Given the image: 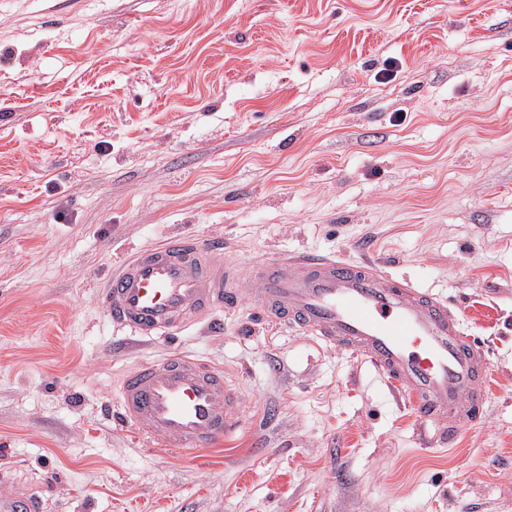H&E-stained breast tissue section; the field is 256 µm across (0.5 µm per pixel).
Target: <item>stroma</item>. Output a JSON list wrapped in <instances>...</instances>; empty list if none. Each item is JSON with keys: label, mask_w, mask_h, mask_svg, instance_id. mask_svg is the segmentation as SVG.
Segmentation results:
<instances>
[{"label": "stroma", "mask_w": 512, "mask_h": 512, "mask_svg": "<svg viewBox=\"0 0 512 512\" xmlns=\"http://www.w3.org/2000/svg\"><path fill=\"white\" fill-rule=\"evenodd\" d=\"M172 234L365 256L445 299L482 420L424 438L373 366L249 304L128 344L97 302ZM223 366L192 457L113 422L130 368ZM42 512H512V0H0V490Z\"/></svg>", "instance_id": "1"}]
</instances>
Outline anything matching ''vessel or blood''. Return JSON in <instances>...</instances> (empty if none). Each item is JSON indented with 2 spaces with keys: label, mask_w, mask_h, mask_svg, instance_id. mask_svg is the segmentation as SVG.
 Here are the masks:
<instances>
[{
  "label": "vessel or blood",
  "mask_w": 512,
  "mask_h": 512,
  "mask_svg": "<svg viewBox=\"0 0 512 512\" xmlns=\"http://www.w3.org/2000/svg\"><path fill=\"white\" fill-rule=\"evenodd\" d=\"M223 250L217 240L172 235L131 251L97 301L130 335L155 338L246 300L263 317L364 357L420 421L437 426L440 442L482 417L488 362L445 301L375 263L305 254L242 269L225 264ZM113 417L160 450L189 457L233 436L243 409L223 366L174 354L123 376ZM0 512H39V499L4 494Z\"/></svg>",
  "instance_id": "b4317fda"
}]
</instances>
